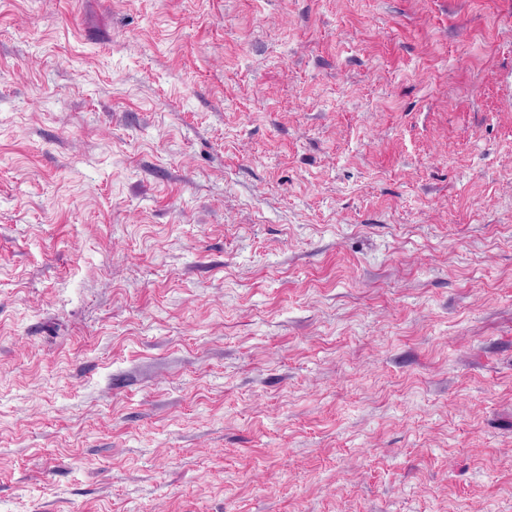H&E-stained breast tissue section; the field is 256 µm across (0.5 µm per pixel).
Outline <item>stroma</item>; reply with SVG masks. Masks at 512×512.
I'll use <instances>...</instances> for the list:
<instances>
[{"mask_svg": "<svg viewBox=\"0 0 512 512\" xmlns=\"http://www.w3.org/2000/svg\"><path fill=\"white\" fill-rule=\"evenodd\" d=\"M0 512H512V0H0Z\"/></svg>", "mask_w": 512, "mask_h": 512, "instance_id": "1", "label": "stroma"}]
</instances>
